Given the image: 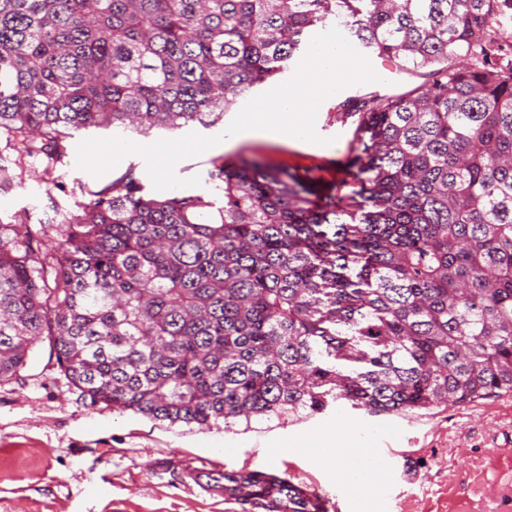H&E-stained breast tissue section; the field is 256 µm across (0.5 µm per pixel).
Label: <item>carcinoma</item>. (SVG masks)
<instances>
[{"mask_svg":"<svg viewBox=\"0 0 512 512\" xmlns=\"http://www.w3.org/2000/svg\"><path fill=\"white\" fill-rule=\"evenodd\" d=\"M498 0H0V191L72 132L217 124L316 28L424 78L350 96L351 190L256 158L203 192L127 170L51 225L0 223V386L35 347L89 406L249 430L345 400L401 414L512 393V51ZM55 245L42 244L45 229ZM253 512H310L264 469Z\"/></svg>","mask_w":512,"mask_h":512,"instance_id":"cac0c4a2","label":"carcinoma"}]
</instances>
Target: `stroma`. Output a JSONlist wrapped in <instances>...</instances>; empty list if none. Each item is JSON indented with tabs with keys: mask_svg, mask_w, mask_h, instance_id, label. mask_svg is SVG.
Masks as SVG:
<instances>
[{
	"mask_svg": "<svg viewBox=\"0 0 512 512\" xmlns=\"http://www.w3.org/2000/svg\"><path fill=\"white\" fill-rule=\"evenodd\" d=\"M368 61L378 79L345 88L343 95L400 94L420 86L422 77L389 70L376 56ZM341 95L319 107L321 143L300 145L262 139L222 137L201 155L181 159L179 177H205L212 158L244 154L319 177L325 192L344 195L356 120L337 112ZM145 172L136 151L107 172L77 168L75 156L63 167L65 191L54 175L30 161L22 187L0 194V222L26 218L47 223L53 205L88 201L128 167ZM398 427L402 442L390 459L386 480L370 506L366 493L337 484L316 455L302 450L306 439H322L341 427L375 436ZM205 457L227 470L264 466L319 493H330L333 512H512V393L430 411L371 415L333 405L320 415L249 431L197 428L152 421L132 412L83 406L40 345L20 381L0 386V512H240L188 491L183 471Z\"/></svg>",
	"mask_w": 512,
	"mask_h": 512,
	"instance_id": "obj_1",
	"label": "stroma"
}]
</instances>
